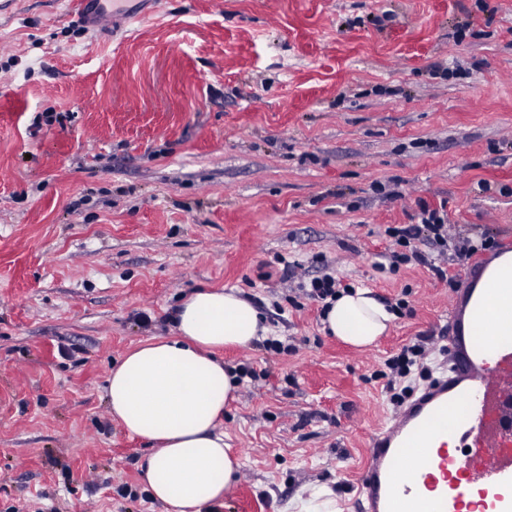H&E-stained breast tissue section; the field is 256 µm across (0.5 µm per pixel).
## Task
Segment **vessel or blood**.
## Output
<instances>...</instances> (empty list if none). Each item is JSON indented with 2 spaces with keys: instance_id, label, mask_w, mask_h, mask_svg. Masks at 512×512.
<instances>
[{
  "instance_id": "obj_1",
  "label": "vessel or blood",
  "mask_w": 512,
  "mask_h": 512,
  "mask_svg": "<svg viewBox=\"0 0 512 512\" xmlns=\"http://www.w3.org/2000/svg\"><path fill=\"white\" fill-rule=\"evenodd\" d=\"M127 2L79 0V13L95 28ZM445 350L447 374L372 434L359 512H512V288L456 293Z\"/></svg>"
}]
</instances>
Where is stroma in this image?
Instances as JSON below:
<instances>
[{
    "instance_id": "1",
    "label": "stroma",
    "mask_w": 512,
    "mask_h": 512,
    "mask_svg": "<svg viewBox=\"0 0 512 512\" xmlns=\"http://www.w3.org/2000/svg\"><path fill=\"white\" fill-rule=\"evenodd\" d=\"M422 201L477 247L436 257L443 280L379 268ZM507 241L512 0H155L105 36L77 0H0V512H166L106 385L198 287L293 347L225 350L265 376L224 411L248 481L208 512H299L319 486L355 512L394 412L374 371L444 344L449 296ZM293 262L409 306L352 347Z\"/></svg>"
}]
</instances>
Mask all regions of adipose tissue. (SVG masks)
Masks as SVG:
<instances>
[{
  "label": "adipose tissue",
  "instance_id": "obj_1",
  "mask_svg": "<svg viewBox=\"0 0 512 512\" xmlns=\"http://www.w3.org/2000/svg\"><path fill=\"white\" fill-rule=\"evenodd\" d=\"M393 319L359 288L334 301L323 324L345 342L367 346ZM174 322V335L137 346L113 367L107 404L113 421L153 445L141 465L150 497L169 512H207L230 493L241 467L220 430L238 385L216 352L247 346L268 329L251 302L224 289L194 291Z\"/></svg>",
  "mask_w": 512,
  "mask_h": 512
}]
</instances>
